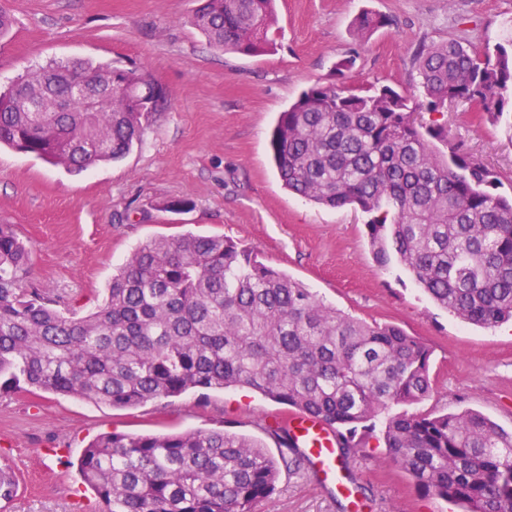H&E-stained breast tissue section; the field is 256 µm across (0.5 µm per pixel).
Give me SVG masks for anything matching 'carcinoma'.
Listing matches in <instances>:
<instances>
[{
	"label": "carcinoma",
	"mask_w": 512,
	"mask_h": 512,
	"mask_svg": "<svg viewBox=\"0 0 512 512\" xmlns=\"http://www.w3.org/2000/svg\"><path fill=\"white\" fill-rule=\"evenodd\" d=\"M192 24L217 49L271 51L275 0H206ZM388 24L366 11L357 28ZM426 103L390 87L357 93L315 83L280 113L270 147L284 187L332 208L368 215L381 267L397 260L454 317L481 327L512 319V196L497 174L450 143L439 120L414 113L449 103L477 107L497 122L512 107V53L477 52L456 40L418 53ZM114 68L54 63L0 91V146L81 171L119 161L158 110V83L125 71L112 104L84 111L68 92L76 79L101 81ZM55 96L63 112H29L22 102ZM443 144L448 155L436 151ZM34 389L135 408L192 389L247 387L310 414L339 437L341 454L360 446L358 425L431 389L429 352L395 324L368 323L319 298L302 282L224 239L186 233L135 247L112 274L102 303L79 315L29 282V249L0 224V386ZM385 460L417 490L461 512H512V431L475 410L389 415ZM256 440L227 431L172 435L107 433L78 460L102 512H255L269 497L279 462Z\"/></svg>",
	"instance_id": "1"
}]
</instances>
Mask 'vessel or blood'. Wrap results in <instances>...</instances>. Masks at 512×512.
<instances>
[{
	"mask_svg": "<svg viewBox=\"0 0 512 512\" xmlns=\"http://www.w3.org/2000/svg\"><path fill=\"white\" fill-rule=\"evenodd\" d=\"M284 423L321 482L331 485L347 499L350 512H364L365 505L358 499L351 479L338 466L335 433L320 420L300 413L288 415Z\"/></svg>",
	"mask_w": 512,
	"mask_h": 512,
	"instance_id": "b4317fda",
	"label": "vessel or blood"
}]
</instances>
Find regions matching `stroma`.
Here are the masks:
<instances>
[{
	"label": "stroma",
	"mask_w": 512,
	"mask_h": 512,
	"mask_svg": "<svg viewBox=\"0 0 512 512\" xmlns=\"http://www.w3.org/2000/svg\"><path fill=\"white\" fill-rule=\"evenodd\" d=\"M199 0H0L13 19L0 39V88L51 62L89 60L149 74L168 105L150 114L121 161L71 173L31 154L0 150V224L31 251L30 282L78 309L100 303L112 272L140 243L187 232L221 235L258 254L370 323H393L430 351L431 392L414 414L481 412L512 430V322L481 328L435 305L398 262L376 263L368 215L314 205L283 188L270 135L283 110L320 82L361 91L390 86L422 99L417 54L454 39L476 50L512 42V0H277L271 53L250 57L209 46L190 23ZM369 10L388 24L361 37ZM354 58L338 73L336 64ZM451 139L493 169L512 192V131L468 104L443 116ZM288 406L245 387L193 389L136 408L51 392L0 394V461L20 491L7 512H99L76 462L102 433L225 430L280 456L275 419ZM347 458L368 512H443L408 476L384 463L381 427ZM255 512H348L310 463L281 466Z\"/></svg>",
	"instance_id": "35a3bbf8"
}]
</instances>
